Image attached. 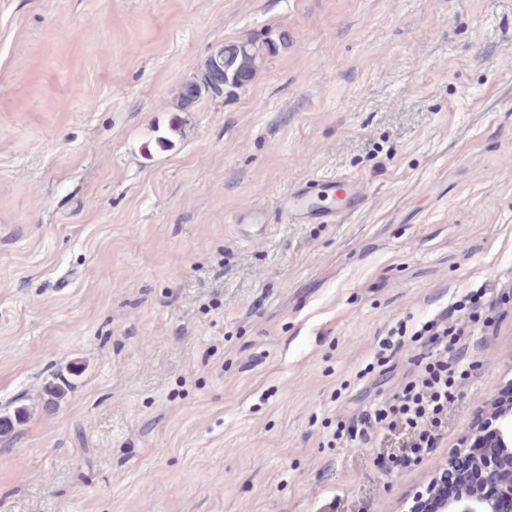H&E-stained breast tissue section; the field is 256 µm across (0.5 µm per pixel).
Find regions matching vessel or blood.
Wrapping results in <instances>:
<instances>
[{
  "mask_svg": "<svg viewBox=\"0 0 512 512\" xmlns=\"http://www.w3.org/2000/svg\"><path fill=\"white\" fill-rule=\"evenodd\" d=\"M366 198L359 179L324 175L294 186L277 200L276 208L291 224H333L358 210Z\"/></svg>",
  "mask_w": 512,
  "mask_h": 512,
  "instance_id": "1",
  "label": "vessel or blood"
}]
</instances>
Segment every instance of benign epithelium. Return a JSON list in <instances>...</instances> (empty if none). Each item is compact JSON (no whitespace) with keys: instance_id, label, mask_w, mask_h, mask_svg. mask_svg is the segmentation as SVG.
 <instances>
[{"instance_id":"obj_1","label":"benign epithelium","mask_w":512,"mask_h":512,"mask_svg":"<svg viewBox=\"0 0 512 512\" xmlns=\"http://www.w3.org/2000/svg\"><path fill=\"white\" fill-rule=\"evenodd\" d=\"M475 447L471 477L477 489L448 502L446 512H512V411L497 415L495 435L480 439ZM490 485L493 493L478 487Z\"/></svg>"}]
</instances>
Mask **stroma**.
Here are the masks:
<instances>
[{
	"label": "stroma",
	"instance_id": "stroma-1",
	"mask_svg": "<svg viewBox=\"0 0 512 512\" xmlns=\"http://www.w3.org/2000/svg\"><path fill=\"white\" fill-rule=\"evenodd\" d=\"M317 175L366 203L283 222ZM510 277L512 0H0V512H410L512 381V304L417 464L337 420L413 371L380 338ZM270 32L225 44L223 50L208 58L200 78L184 87L183 99L195 100L202 89L220 95L226 87L240 89L248 86L266 59L278 50L277 40ZM367 198L365 185L352 176H316L279 198L276 208L288 224H334Z\"/></svg>",
	"mask_w": 512,
	"mask_h": 512
}]
</instances>
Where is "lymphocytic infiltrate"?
Listing matches in <instances>:
<instances>
[{
  "instance_id": "f902f5d3",
  "label": "lymphocytic infiltrate",
  "mask_w": 512,
  "mask_h": 512,
  "mask_svg": "<svg viewBox=\"0 0 512 512\" xmlns=\"http://www.w3.org/2000/svg\"><path fill=\"white\" fill-rule=\"evenodd\" d=\"M484 299L480 289L460 294L411 336L381 342V351L394 353L406 342L419 344L421 350L412 358L415 374L401 382L392 399L371 403L350 423H338L337 437L350 442L398 440V454L377 459L387 472L407 469L438 447L448 432V410L460 398L468 350L464 338L481 320ZM471 460L468 450L451 460L428 484L420 512H439L445 501L468 487Z\"/></svg>"
}]
</instances>
